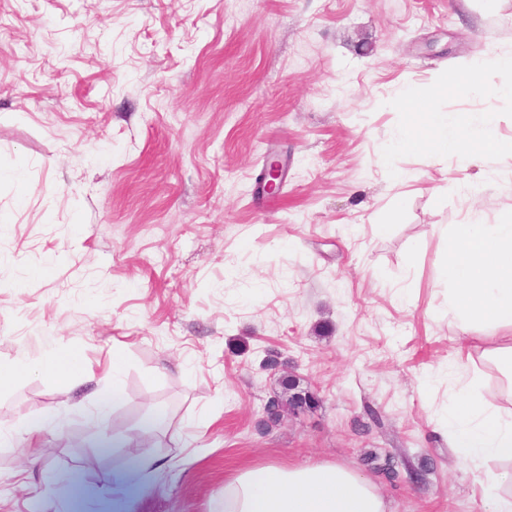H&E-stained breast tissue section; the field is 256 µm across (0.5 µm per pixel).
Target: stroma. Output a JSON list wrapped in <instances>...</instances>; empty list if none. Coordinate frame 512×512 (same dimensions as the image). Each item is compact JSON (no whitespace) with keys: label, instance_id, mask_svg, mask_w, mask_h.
<instances>
[{"label":"stroma","instance_id":"stroma-1","mask_svg":"<svg viewBox=\"0 0 512 512\" xmlns=\"http://www.w3.org/2000/svg\"><path fill=\"white\" fill-rule=\"evenodd\" d=\"M502 54L512 0H0V363L33 368L0 382V512H224L268 462L345 465L389 512H486L444 421L442 271L449 224L512 219V157L393 144L403 85ZM438 106L512 138V98ZM53 353L85 360L71 389L35 373ZM288 378L316 406L266 423ZM283 162L278 157H271L259 178V188L266 193H275L281 184ZM278 180V184L274 181ZM122 371V363L120 359H115L110 367L112 373V387L101 392L98 397V404L102 409H106L111 405L118 404L123 397V387L120 383V374Z\"/></svg>","mask_w":512,"mask_h":512}]
</instances>
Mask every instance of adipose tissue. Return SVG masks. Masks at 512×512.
<instances>
[{"instance_id":"obj_1","label":"adipose tissue","mask_w":512,"mask_h":512,"mask_svg":"<svg viewBox=\"0 0 512 512\" xmlns=\"http://www.w3.org/2000/svg\"><path fill=\"white\" fill-rule=\"evenodd\" d=\"M491 66L512 73V56L472 58L464 77L451 86L439 84L425 91L403 88L397 103L413 108L416 120L396 141V148L453 154L470 165L480 164L488 155H512V138L492 132L475 136L471 113L448 115L437 108L447 91L469 95L486 90L480 77ZM487 90L512 96V82ZM443 274L449 284L448 308L459 322V349L473 348V326L493 328L481 356L512 390V223L490 224L470 215L449 225ZM477 380L474 374L461 376L448 401V433L480 475L486 512H512V412L478 394ZM488 460L503 463V470L484 469ZM224 512H389V508L372 479L345 466L264 463L225 482Z\"/></svg>"}]
</instances>
